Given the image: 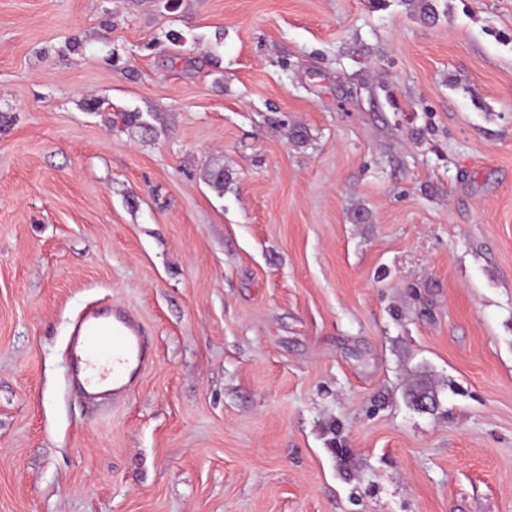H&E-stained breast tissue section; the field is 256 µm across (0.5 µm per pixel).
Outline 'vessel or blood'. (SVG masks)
<instances>
[{
  "label": "vessel or blood",
  "instance_id": "obj_1",
  "mask_svg": "<svg viewBox=\"0 0 512 512\" xmlns=\"http://www.w3.org/2000/svg\"><path fill=\"white\" fill-rule=\"evenodd\" d=\"M69 347L72 378L86 398L126 394L151 360L139 319L122 308L90 305L72 323Z\"/></svg>",
  "mask_w": 512,
  "mask_h": 512
}]
</instances>
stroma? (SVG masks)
<instances>
[{"mask_svg": "<svg viewBox=\"0 0 512 512\" xmlns=\"http://www.w3.org/2000/svg\"><path fill=\"white\" fill-rule=\"evenodd\" d=\"M430 2L0 0V512H512V0ZM139 319L122 308L86 306L72 322L69 347L72 378L86 398L126 394L151 360ZM112 364V367H108Z\"/></svg>", "mask_w": 512, "mask_h": 512, "instance_id": "1", "label": "stroma"}]
</instances>
